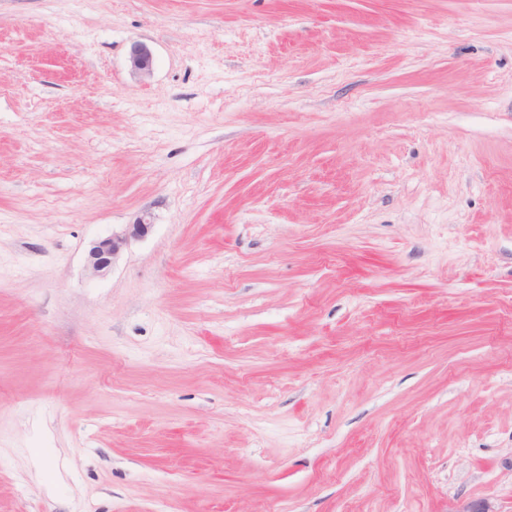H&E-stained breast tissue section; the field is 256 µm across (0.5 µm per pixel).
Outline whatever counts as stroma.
<instances>
[{"instance_id":"35a3bbf8","label":"stroma","mask_w":512,"mask_h":512,"mask_svg":"<svg viewBox=\"0 0 512 512\" xmlns=\"http://www.w3.org/2000/svg\"><path fill=\"white\" fill-rule=\"evenodd\" d=\"M474 504L512 512V0H0V512ZM151 228V224L143 222L128 224L122 234L112 233V236L94 242L88 254V267L92 274L95 277L107 276L128 239L143 238L148 235Z\"/></svg>"}]
</instances>
